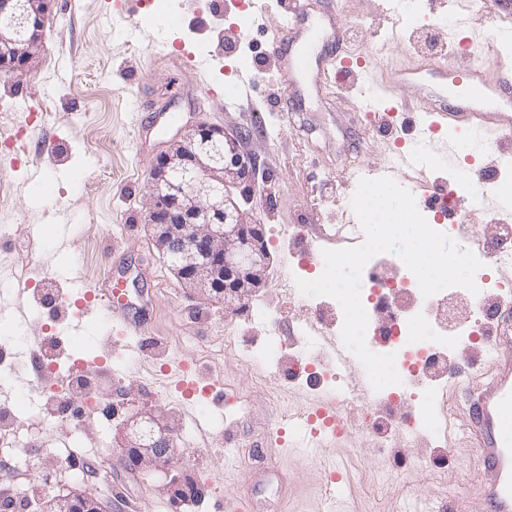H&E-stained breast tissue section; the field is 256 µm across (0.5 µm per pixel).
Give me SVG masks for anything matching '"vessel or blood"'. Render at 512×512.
<instances>
[{"label": "vessel or blood", "instance_id": "b4317fda", "mask_svg": "<svg viewBox=\"0 0 512 512\" xmlns=\"http://www.w3.org/2000/svg\"><path fill=\"white\" fill-rule=\"evenodd\" d=\"M131 0H113L112 16L124 22L129 31L153 51L159 63L172 68L184 67L200 77V100L217 98L218 91L207 78L224 62L222 48L201 53L171 52L152 24L144 22L130 7ZM291 17L268 37V52L286 82L289 99L301 96L302 79H310L315 90H322L332 68L351 71L353 62L333 54L334 42L345 34L335 12L312 8L309 0H290ZM399 85L414 88L422 111L432 115L430 135L441 132L465 134L468 140L494 131L500 142L512 145V67L473 66L457 68L445 57L426 60L399 71ZM137 111L142 112L141 129L153 127L158 119L176 123L179 115L170 104L160 103L151 91L139 90L135 97ZM449 158L433 144L409 147L398 164L384 168L382 176H409L417 184L428 208L437 214L446 211L445 190L429 184L428 174L447 166ZM75 283L83 293V304L92 312L104 314L121 335L129 340L142 339L147 325L145 307L129 302L127 290L113 277L101 284L88 282L75 274ZM483 348L490 356L491 380L485 389L469 399L464 426L478 451L480 465L493 478L479 488L487 512H512V331L486 327ZM184 398L219 397L223 390L211 376L192 370L189 362L174 360L167 365ZM289 432L309 448H324L345 430V421L335 400L320 401L299 413L288 423Z\"/></svg>", "mask_w": 512, "mask_h": 512}]
</instances>
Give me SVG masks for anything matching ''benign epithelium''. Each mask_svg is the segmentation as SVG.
Wrapping results in <instances>:
<instances>
[{"instance_id": "1", "label": "benign epithelium", "mask_w": 512, "mask_h": 512, "mask_svg": "<svg viewBox=\"0 0 512 512\" xmlns=\"http://www.w3.org/2000/svg\"><path fill=\"white\" fill-rule=\"evenodd\" d=\"M53 0H0V75L20 81L39 58ZM253 164L224 128L198 123L170 141L147 179L146 218L154 244L181 282L224 304L242 303L265 281L269 252L262 225L234 189L251 179ZM177 429L162 411L130 415L121 454L133 453L142 472H165L175 456ZM104 512L82 494L57 495L40 512Z\"/></svg>"}]
</instances>
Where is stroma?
Segmentation results:
<instances>
[{"instance_id":"1","label":"stroma","mask_w":512,"mask_h":512,"mask_svg":"<svg viewBox=\"0 0 512 512\" xmlns=\"http://www.w3.org/2000/svg\"><path fill=\"white\" fill-rule=\"evenodd\" d=\"M459 2L329 0L348 34L344 53L369 54V75L348 86L329 82L321 97L292 110L281 100V76L265 54L267 32L285 21L283 0L245 11L235 0H200L206 16L221 6L215 25L247 23V37L215 77L229 93L237 70L260 73L256 109L241 112L216 101L198 104L195 73L154 62L126 26L107 17L106 0H54L36 66L19 82L0 77V140L13 139L20 115L37 108L46 113L38 129L60 144L54 157L38 153L34 137H27L12 150L15 167L0 170V268L29 271L34 279L27 319L0 313V363L13 375L0 385V512H36L47 486L57 495L77 490L99 498L106 512H214L219 499L239 512H401L411 500L443 512H478V454L464 439L404 430L382 442L368 433L364 415L353 414L345 433L325 449L283 452L276 443L278 408L293 415L328 392L281 379L275 345L290 336L293 350L316 351L318 333L333 334L336 324L333 298L291 293L289 278L303 275L294 254L321 257L312 229L343 223L358 170L388 163L389 138L416 143L424 137L425 113L395 122L389 132L377 116L393 99L412 98L411 89L395 84V74L420 60L431 37L447 42L446 18ZM509 12L512 0L474 10L465 31L469 42L455 46L451 62L469 66L497 57L512 63V39L493 41L487 24ZM140 85L159 98L171 88L180 91V121L157 126L145 145L136 138L130 97ZM361 99L366 105L360 110ZM199 122L223 127L253 162L247 208L262 225L271 256L262 287L233 307L186 288L145 222L146 182L157 156ZM453 208L468 213L477 238H500L504 226H512V201H504L492 181L481 198L459 192ZM62 238L71 239L70 250H58ZM78 266L93 277L112 271L152 298L140 352L129 353L105 317L76 332L68 322H51L50 304L78 311L70 282ZM35 348L62 369L74 358L86 362L64 404L50 410L30 390ZM453 358L461 373L451 381L450 409L462 413L487 363L469 342L460 343ZM175 359L221 377L222 402L184 400L162 370ZM147 408L174 422L172 468L198 489L178 508L163 489V475L139 473L122 460V424ZM21 411L26 419L12 424ZM417 460L424 471L413 470ZM330 462L342 472V486L328 482ZM385 472L391 478L384 483Z\"/></svg>"}]
</instances>
